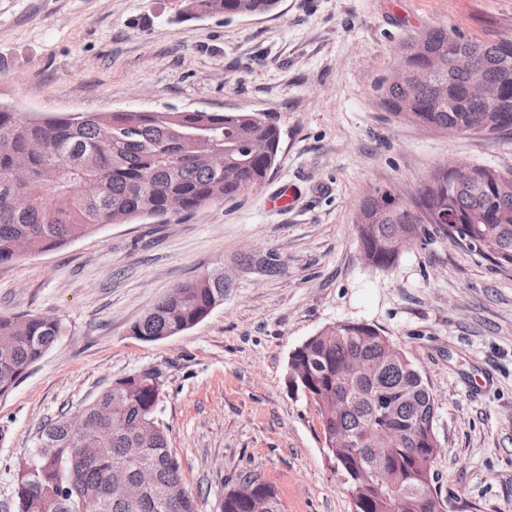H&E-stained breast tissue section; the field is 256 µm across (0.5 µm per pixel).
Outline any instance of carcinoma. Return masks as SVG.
Segmentation results:
<instances>
[{"label": "carcinoma", "instance_id": "carcinoma-1", "mask_svg": "<svg viewBox=\"0 0 512 512\" xmlns=\"http://www.w3.org/2000/svg\"><path fill=\"white\" fill-rule=\"evenodd\" d=\"M279 0H192L191 9L224 16L262 15ZM471 53L493 85L492 99L512 113V41L486 44L445 27H433L405 40L401 52L412 80L379 83L387 109L430 131L454 135L480 123L488 134L512 130L501 126L490 103L467 92L465 74L443 67L435 55ZM224 148V173L208 162L207 144ZM281 130L259 112H92L49 116L30 121L0 108V266L19 259L18 244L30 253L60 249L96 234L113 214L126 222L166 220V198L178 195L183 213L191 214L215 201H232L264 182L274 169ZM27 159L32 179L10 182L15 158ZM25 194L32 205L18 211L13 196ZM359 213L361 248L370 266L388 269L406 245L437 233L487 255L498 265L512 266V189L504 192L497 170L478 165L473 182L448 190V165L430 172L410 203L384 189L366 197ZM242 265L266 277L284 273L276 256L243 254ZM232 285L213 269L182 282L158 300L131 326L143 342L177 336L203 321L224 303ZM61 334L52 316H17L0 312V397L9 395ZM392 341L363 322H343L308 338L291 354L289 370L297 390L319 408L324 439L336 448L346 491L358 500V512H419L423 496L441 497L432 470L434 457L425 428L434 422L437 403L405 353L392 362L383 349ZM358 362L369 372H348ZM162 388L157 374L142 371L119 378L91 403L79 409L85 432H72L67 415L45 423L35 448L19 463L13 512H198L194 495L182 477L178 459L168 448L158 420ZM385 425L399 437L384 453L369 449L366 433ZM123 466L135 478L142 468L155 474V484L130 502L112 488V469ZM385 466L397 475L395 486L353 479L359 470ZM242 480L256 484L259 507L282 512L270 483L256 474ZM254 505L236 489L224 491L220 512H252Z\"/></svg>", "mask_w": 512, "mask_h": 512}]
</instances>
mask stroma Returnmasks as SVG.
I'll return each mask as SVG.
<instances>
[{"mask_svg":"<svg viewBox=\"0 0 512 512\" xmlns=\"http://www.w3.org/2000/svg\"><path fill=\"white\" fill-rule=\"evenodd\" d=\"M188 0H0V100L17 111L264 112L282 130L263 187L166 223L108 224L0 266V311L62 333L0 397V512L42 423L118 378L154 370L158 419L200 512L255 472L283 512H354L291 353L329 325L389 337L434 394L446 512H512V267L442 237L373 268L357 212L373 187L412 202L450 161L512 170V131L447 136L389 112L379 81L407 36L445 26L512 40V0H280L276 11L185 19ZM292 186L296 202L268 201ZM275 253L276 279L237 268ZM224 266L234 286L200 324L157 343L132 324L178 284Z\"/></svg>","mask_w":512,"mask_h":512,"instance_id":"35a3bbf8","label":"stroma"}]
</instances>
